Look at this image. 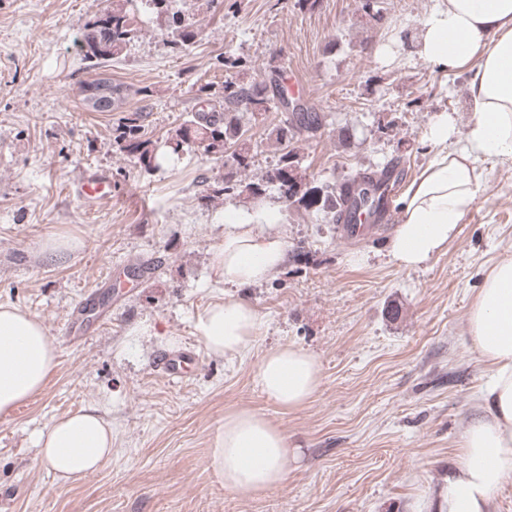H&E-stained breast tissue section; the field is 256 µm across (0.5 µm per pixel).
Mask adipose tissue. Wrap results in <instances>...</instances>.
Here are the masks:
<instances>
[{"mask_svg": "<svg viewBox=\"0 0 512 512\" xmlns=\"http://www.w3.org/2000/svg\"><path fill=\"white\" fill-rule=\"evenodd\" d=\"M420 56L435 70L468 75L473 115L463 138L439 114L428 139L435 153L399 199L402 222L390 253L400 265L426 262L453 240L482 189V161L512 159V0H440L420 22ZM277 208L226 212L224 238L213 249L216 283L244 287L277 274L288 238ZM262 330L258 311L233 298L210 302L195 331L213 355L233 359ZM467 334L490 381L484 407L460 437L461 454L436 501L435 512H491L494 495L512 475V255L499 259L467 315ZM57 366L56 343L38 317L0 305V415L41 393ZM254 386L286 411L305 405L321 384L320 362L291 344L266 350ZM44 465L59 479L83 477L112 454V426L98 408L53 419L38 440ZM297 449L287 434L250 409L228 412L212 439L209 465L225 488L260 494L280 485Z\"/></svg>", "mask_w": 512, "mask_h": 512, "instance_id": "1", "label": "adipose tissue"}]
</instances>
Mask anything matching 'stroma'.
<instances>
[{"label":"stroma","mask_w":512,"mask_h":512,"mask_svg":"<svg viewBox=\"0 0 512 512\" xmlns=\"http://www.w3.org/2000/svg\"><path fill=\"white\" fill-rule=\"evenodd\" d=\"M436 0H174L198 35L176 49L145 7L127 48L90 68L79 52L86 23L112 0H0V304L42 321L58 366L42 393L0 416V512H430L459 461V439L479 411L488 372L467 335V314L489 268L512 253V159L483 161L485 181L457 238L429 261L400 266L390 235L336 236L322 215L283 209L288 259L268 281L216 287L213 246L226 211L243 198L211 196L234 169L233 150L195 145L146 171L116 141L135 119L162 143L203 106L197 89L221 87L225 54L241 80L295 84L293 97L325 113L295 148L317 185L397 160L412 180L432 156V117L458 133L472 117L467 76L435 71L418 54L419 24ZM389 51L378 54L377 49ZM108 77L126 99L89 109L79 86ZM261 177L278 160L270 112L241 115ZM107 171L112 204L75 192ZM71 235L80 247L55 262L42 243ZM232 296L263 321L250 352L228 361L194 331L199 312ZM293 344L315 354L321 385L287 412L257 392L261 354ZM199 360L178 383L154 369L158 353ZM97 407L112 426V456L76 482L38 459L52 419ZM263 414L300 450L287 479L260 496L225 489L207 460L226 412Z\"/></svg>","instance_id":"obj_1"}]
</instances>
